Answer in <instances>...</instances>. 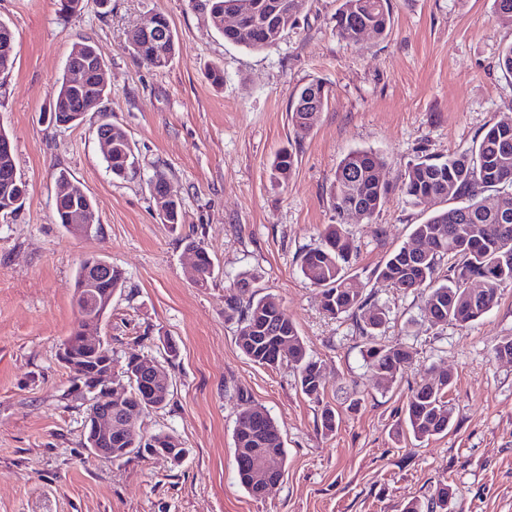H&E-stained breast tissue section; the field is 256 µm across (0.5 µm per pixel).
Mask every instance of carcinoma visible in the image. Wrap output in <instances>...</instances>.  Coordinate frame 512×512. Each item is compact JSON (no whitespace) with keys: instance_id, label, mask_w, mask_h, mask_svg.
Here are the masks:
<instances>
[{"instance_id":"obj_1","label":"carcinoma","mask_w":512,"mask_h":512,"mask_svg":"<svg viewBox=\"0 0 512 512\" xmlns=\"http://www.w3.org/2000/svg\"><path fill=\"white\" fill-rule=\"evenodd\" d=\"M235 0H205L213 22L224 35V40L251 50H266L276 46L288 29V24L270 18L268 3L244 14L237 25L222 26L224 13L233 10ZM336 33L349 43L359 40L361 31L370 30L376 36H385L391 27L389 0H343L336 10ZM133 52L146 65L164 69L170 65L177 43L163 38V33L148 40L142 33L133 35ZM99 54L97 46L87 40L73 44L68 58L79 63L87 54ZM63 86L53 96L58 116L67 118L78 104L62 98ZM308 97L290 102L289 112L296 133L307 134L312 120L309 115L320 112L328 103L329 92L318 79L302 85ZM112 133V156L105 159L106 168L117 177H125L136 166L131 142L125 133L112 125L107 114H102L98 134ZM293 150L281 149L271 162V175L276 181H286L295 167ZM383 157L372 150L350 152L336 169L331 195L333 210L342 216L357 205L363 217L370 219L384 206L391 192V184L379 178L384 168ZM401 191L411 203L420 204L429 199L461 200V205L435 211L425 222L416 224L411 239L424 243L427 249L419 254L411 251L407 242L393 250L378 268V277L403 292H424V315L435 324L465 327L489 312L498 302L500 287L512 281V118L495 122L471 149L448 157H426L409 165L400 180ZM495 191L502 198L496 206H487L483 193ZM71 200L55 197L54 218L61 225L68 223ZM164 223L177 229L183 224L181 202H164ZM186 247L197 252L196 283L205 287L214 279L215 263L203 242L184 237ZM353 254L352 243L339 224H329L321 234L318 246L306 251L300 262L305 279L320 289L322 310L331 317L351 315L359 320L358 328L366 341L365 359L368 368L377 376L393 382L411 357L403 346L383 344L373 330L385 320V311L368 302L349 273ZM448 260L446 271H441L442 260ZM87 267L79 264L75 275L74 300L88 304L93 297L86 296ZM251 275L244 272L237 280L239 292L225 299L224 317L238 324L237 344L251 361L276 367L290 363L297 373L300 390L308 398L320 401L324 392L321 368L308 353L297 327L279 300L272 294L262 296L248 292ZM487 284L484 294L471 296L468 281ZM124 283L123 272L112 267L109 280L97 284L96 292L115 293ZM288 343V352H280V345ZM64 344L84 362L93 365L100 356L84 349L79 331L73 330ZM147 356H131L122 365L116 380L124 383L121 396L112 397V414L149 412L170 405V386L148 395L141 387L140 373ZM452 375L439 379L436 389L425 383L411 390L405 408L404 422L417 440H425L448 431L453 418L447 400ZM241 407L236 419L233 439L238 481L252 497L257 494L247 477L250 461L248 448H269L285 468L287 452L278 426L268 410L244 392H237ZM98 448H109L112 460L120 461L138 455L145 448H175L184 452L178 440L160 431L149 436L135 428L121 437H103ZM453 491L440 485L432 498V507L446 512Z\"/></svg>"}]
</instances>
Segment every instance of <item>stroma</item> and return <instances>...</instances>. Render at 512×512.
Listing matches in <instances>:
<instances>
[{"mask_svg": "<svg viewBox=\"0 0 512 512\" xmlns=\"http://www.w3.org/2000/svg\"><path fill=\"white\" fill-rule=\"evenodd\" d=\"M342 0L309 6L272 49L226 42L194 0H84L62 17L58 0H0L14 34V65L0 73V128L27 185L21 208L0 215V512H402L452 485L448 512H512V363L493 349L512 337V281L497 305L467 327L437 325L423 297L391 288L377 268L442 202L415 205L393 190L371 219L337 217V167L355 149L384 157L397 182L424 155L467 151L502 115H512V79L497 66L512 43L493 0H391L387 37L340 39ZM165 15L178 50L169 67L141 62L127 34ZM94 42L110 90L101 112L71 128L43 117L74 42ZM224 68L223 88L206 78ZM328 104L297 135L289 101L310 79ZM128 135L139 166L114 178L97 129L102 117ZM297 161L286 184L270 176L283 147ZM91 198L98 232L68 233L54 221L59 170ZM164 173L186 213L184 230L215 262L195 284L176 234L163 224L150 182ZM343 223L355 250L352 273L386 312L375 331L412 357L395 383L367 368L355 318L327 316L300 258L324 226ZM120 268L99 336L118 357H178L167 368L172 399L144 414V434L164 431L185 450L181 463L141 455L110 462L84 447L87 406L70 394L60 345L74 327V277L87 257ZM273 294L294 321L325 385L322 402L301 393L287 364L266 368L236 343L224 301L239 274ZM450 372L454 415L447 433L419 442L396 432L407 399L434 373ZM266 407L287 461L280 482L252 498L238 483L233 429L237 391ZM338 414L323 432V405Z\"/></svg>", "mask_w": 512, "mask_h": 512, "instance_id": "stroma-1", "label": "stroma"}]
</instances>
